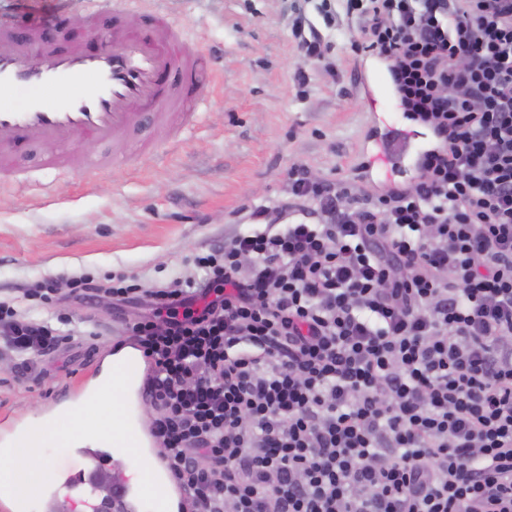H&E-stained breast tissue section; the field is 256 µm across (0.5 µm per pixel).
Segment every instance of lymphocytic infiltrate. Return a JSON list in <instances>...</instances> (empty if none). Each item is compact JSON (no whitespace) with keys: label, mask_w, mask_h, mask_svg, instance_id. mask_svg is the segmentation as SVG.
<instances>
[{"label":"lymphocytic infiltrate","mask_w":512,"mask_h":512,"mask_svg":"<svg viewBox=\"0 0 512 512\" xmlns=\"http://www.w3.org/2000/svg\"><path fill=\"white\" fill-rule=\"evenodd\" d=\"M434 136L375 195L287 172L196 256L202 278L88 286L150 364L151 430L189 512H512V0H346ZM29 361L59 336L0 301Z\"/></svg>","instance_id":"lymphocytic-infiltrate-1"}]
</instances>
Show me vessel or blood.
Here are the masks:
<instances>
[{
  "mask_svg": "<svg viewBox=\"0 0 512 512\" xmlns=\"http://www.w3.org/2000/svg\"><path fill=\"white\" fill-rule=\"evenodd\" d=\"M58 13H29L24 24L0 29V129L10 130L9 141L0 142V160H11L27 147L41 145L56 153L58 165H67L71 137L94 143L118 141L136 121L138 113L154 114L158 124L173 127L178 120L174 102L205 107L209 94L199 81L200 65L180 26L164 15H154L150 26L134 29L112 23V39L106 48L92 51L76 43L45 39L57 29ZM47 57V66L32 62L34 50ZM38 89L37 97L15 102L22 89ZM64 96H57V89ZM364 96L379 134L365 151V164L382 180L414 166L426 144L419 141L402 117L387 112L393 92L384 66L370 59L364 68ZM143 355L132 352L115 368L127 386L122 414L131 416L144 400L140 372ZM140 441L135 462L153 478L157 494L125 481L113 483L109 498L95 493L98 473L112 452L111 437L98 438L89 449L91 469L75 475L88 486L87 512H130L148 505L151 512H184L182 491L166 465Z\"/></svg>",
  "mask_w": 512,
  "mask_h": 512,
  "instance_id": "b4317fda",
  "label": "vessel or blood"
}]
</instances>
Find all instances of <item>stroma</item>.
<instances>
[{"instance_id": "stroma-1", "label": "stroma", "mask_w": 512, "mask_h": 512, "mask_svg": "<svg viewBox=\"0 0 512 512\" xmlns=\"http://www.w3.org/2000/svg\"><path fill=\"white\" fill-rule=\"evenodd\" d=\"M316 2L154 0L186 26L202 72L220 74L198 121L172 135L147 117L117 147L72 140L74 154L106 157L97 175L47 166L38 145L17 158L16 175H0V301L66 334L32 370L0 356V417L26 429L55 418V398L77 383L92 353L133 344L126 327L143 306L75 299L72 280L122 274L147 288L190 274L192 256L223 244L251 207L285 200L284 174L295 164L316 179L382 190L359 169L372 129L361 57L351 48L359 24L333 0L335 23L322 31L329 53L304 57L293 23L300 15L317 21ZM20 177L29 189H15ZM44 279L56 283L52 301L25 300Z\"/></svg>"}]
</instances>
